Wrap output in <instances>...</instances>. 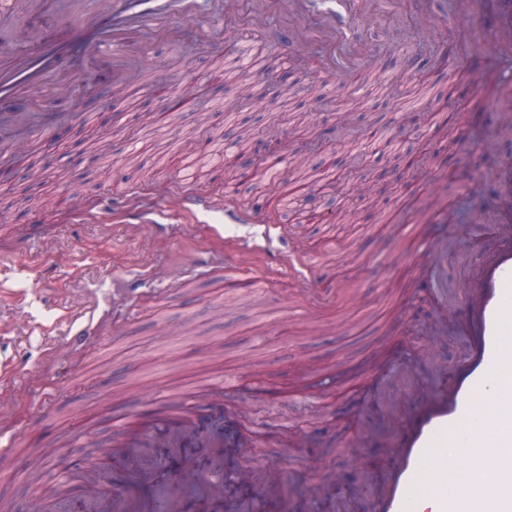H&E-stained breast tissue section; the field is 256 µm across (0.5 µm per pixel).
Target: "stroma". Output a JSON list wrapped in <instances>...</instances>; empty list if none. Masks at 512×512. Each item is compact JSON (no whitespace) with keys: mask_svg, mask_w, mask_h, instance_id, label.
Masks as SVG:
<instances>
[{"mask_svg":"<svg viewBox=\"0 0 512 512\" xmlns=\"http://www.w3.org/2000/svg\"><path fill=\"white\" fill-rule=\"evenodd\" d=\"M12 2L0 0L4 66L32 51L29 28L53 31L60 7L41 0L38 12L21 15ZM207 22L202 14L177 19L181 41H153L126 89L113 88L107 57L91 52L63 89L0 101V113L30 115L26 126L0 127L1 139L27 145L0 162V419L14 442L0 467V500L12 512H32L34 496L51 490L25 479L48 469L39 453L45 443L78 436L90 421L99 445H108L112 415L149 417L224 380L237 383L224 395L225 409H241L235 429L260 437L243 456L253 484L262 486L275 466L295 491L282 512H372L373 478L390 460L388 406L408 392V380L448 375L464 352V294L456 286L495 244L481 222L479 201L490 194L482 177L512 164V143L486 131L487 121L502 123V112L483 111L486 98L512 95V56L472 41L474 26L493 28V15L474 21L449 0L447 30L427 40L414 6L396 25L374 19L366 33L373 70L341 78L304 56L281 65L279 34L248 31L264 53L250 89L256 104L219 77L233 60L230 46L197 42L194 32ZM278 73L288 93L270 84ZM477 74L485 80L479 92ZM188 86L197 89L193 111L154 121ZM219 101L234 112L215 111ZM421 112L438 113L459 149L440 144L439 125L416 121ZM48 122L56 132L46 139L40 129ZM244 128L276 133L292 153L328 134L325 152L307 154L310 168H352L366 150L363 182L385 169L390 185L373 201L350 190L337 198V208L357 206L353 224L282 221L271 191L258 224H228L220 213L195 222L172 208L168 232L129 223L141 199L170 190L182 160L204 189L224 197L223 180L211 173L223 153L198 148L235 141ZM35 171L52 206L43 221L15 202L16 186ZM405 224L427 239L464 237L462 247H449L443 277L428 279L410 265ZM268 226L278 228L282 251L307 257L337 296L301 303L287 263L262 247ZM200 251L235 271L219 276L196 265ZM174 274L182 287H172ZM443 306L450 316L435 354L426 339ZM81 310L122 326V335L70 350L69 314ZM361 408L370 413L365 434ZM290 435L300 447L285 449ZM316 455L321 465L309 468Z\"/></svg>","mask_w":512,"mask_h":512,"instance_id":"35a3bbf8","label":"stroma"}]
</instances>
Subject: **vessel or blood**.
<instances>
[{
    "label": "vessel or blood",
    "mask_w": 512,
    "mask_h": 512,
    "mask_svg": "<svg viewBox=\"0 0 512 512\" xmlns=\"http://www.w3.org/2000/svg\"><path fill=\"white\" fill-rule=\"evenodd\" d=\"M416 6L423 16L422 36L447 26V12L436 11L433 0H416ZM398 8L399 0H64L54 36L33 32L38 51L0 68V97H21L32 87L68 80L56 62L78 41L85 50L108 56L116 83H130L132 66L149 43L158 37L181 40L173 17L201 12L212 18L199 31L203 42L224 43L238 28L262 30L275 24L287 35V50H317L327 75H349L370 54L361 35L363 21ZM494 179L500 204L484 221L495 225L497 246L463 279L469 346L448 377L432 381L427 394L405 397L392 407L391 461L375 483L373 512H420L425 498L432 512L464 507L469 512H512V415L482 411L489 400L500 407L512 405V167ZM176 187L183 214L197 218L220 210L228 224L257 221L251 207L222 205L189 175H179ZM443 250V244L423 241L410 259L416 266L432 267ZM288 266L307 303L331 297V289L321 287L301 260H289ZM227 389L224 383L206 387L151 420L135 414L113 417L117 438L91 469L65 458V441L52 442L51 482L58 488L82 485L75 512H187L194 491L203 493L216 512H224V487L239 478L225 469L224 441L212 435L200 412L219 402ZM475 434L482 447L495 451L500 486L491 508L478 496L463 500L448 485L449 449L466 446ZM143 448L163 449L167 459L179 462L178 472L165 477L156 470L132 469Z\"/></svg>",
    "instance_id": "obj_1"
}]
</instances>
